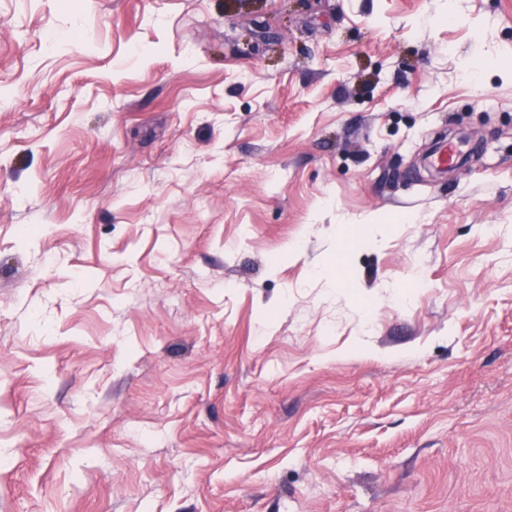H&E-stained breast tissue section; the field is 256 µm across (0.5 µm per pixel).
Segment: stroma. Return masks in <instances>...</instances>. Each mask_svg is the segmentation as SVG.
Masks as SVG:
<instances>
[{
	"instance_id": "obj_1",
	"label": "stroma",
	"mask_w": 512,
	"mask_h": 512,
	"mask_svg": "<svg viewBox=\"0 0 512 512\" xmlns=\"http://www.w3.org/2000/svg\"><path fill=\"white\" fill-rule=\"evenodd\" d=\"M0 512H512V0H0Z\"/></svg>"
}]
</instances>
